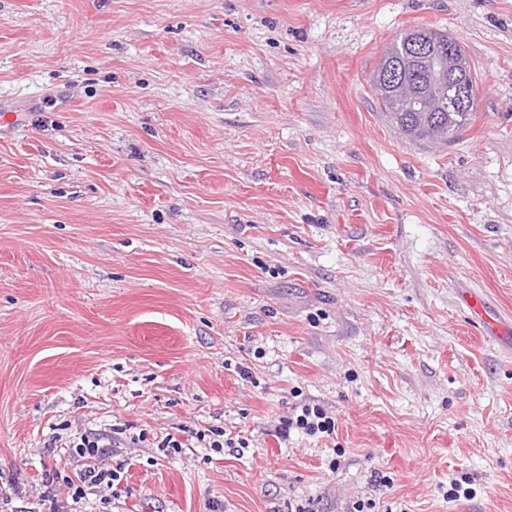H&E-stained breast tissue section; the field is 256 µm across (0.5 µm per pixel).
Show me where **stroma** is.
Here are the masks:
<instances>
[{"instance_id": "1", "label": "stroma", "mask_w": 512, "mask_h": 512, "mask_svg": "<svg viewBox=\"0 0 512 512\" xmlns=\"http://www.w3.org/2000/svg\"><path fill=\"white\" fill-rule=\"evenodd\" d=\"M418 27L448 144L368 82ZM0 106V512L83 435L79 512H512V0H0ZM422 29L406 30L390 44L373 69L370 82L386 120L403 135L414 140L448 144L473 119L475 97L466 91L467 68L456 57L447 32L438 31L436 39L429 30V38L436 41L427 58L409 64L406 69L402 66L407 54L404 37ZM393 63H397V67ZM389 67H394L396 77L388 84L389 88L380 93L374 79ZM435 87L441 90L448 87L447 106L444 101L436 107L427 104L426 99ZM295 426L303 429L308 435H315L318 432L330 435L335 429L331 417L319 408L309 406L302 408V414L296 417ZM99 440L81 439V443L76 444L74 447L75 454L84 459L90 460V463L81 473L80 483L81 486L74 488L71 500L73 503H78L84 499L85 488H101L106 486L112 488V481L117 480V475L111 469L105 466L104 461L110 456L111 443L100 444Z\"/></svg>"}]
</instances>
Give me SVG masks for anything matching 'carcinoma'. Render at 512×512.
<instances>
[{
    "label": "carcinoma",
    "instance_id": "cac0c4a2",
    "mask_svg": "<svg viewBox=\"0 0 512 512\" xmlns=\"http://www.w3.org/2000/svg\"><path fill=\"white\" fill-rule=\"evenodd\" d=\"M405 34H400L386 49L371 77L393 66L396 77L385 92L375 91L376 100L386 120L403 135L414 140L446 144L458 136L474 113L450 112L444 103L427 104L432 89L448 86V33L439 32L427 58L402 66L407 48Z\"/></svg>",
    "mask_w": 512,
    "mask_h": 512
}]
</instances>
